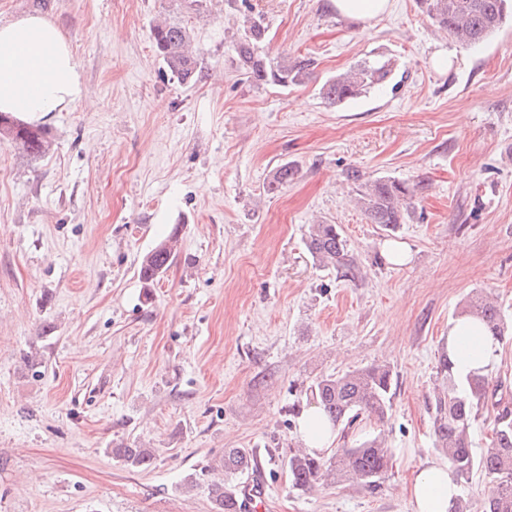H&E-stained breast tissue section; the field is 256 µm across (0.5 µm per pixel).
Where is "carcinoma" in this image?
<instances>
[{
  "label": "carcinoma",
  "instance_id": "1",
  "mask_svg": "<svg viewBox=\"0 0 512 512\" xmlns=\"http://www.w3.org/2000/svg\"><path fill=\"white\" fill-rule=\"evenodd\" d=\"M433 22L457 42L477 44L493 34L501 25L509 0H420ZM266 39L261 18L244 20L243 34L233 44L239 68L257 84L288 87L302 82L310 67L307 59L277 60L259 51ZM153 41L167 70L178 82L189 85L199 72L198 54L190 44L191 29L182 22H165L153 27ZM392 73L388 63L362 62L327 80L323 97L340 105L382 85ZM14 144L34 158L46 156L52 149L50 132L44 127L19 124L11 115L0 112V141ZM295 171L282 164L272 172L265 190L280 191L292 181ZM357 184L356 204L373 224L394 230L404 223L413 191L405 184L378 178L361 180L359 171L348 173ZM308 250L320 266L350 271L354 268L347 241L334 224H313ZM181 238L173 231L145 254L139 265V278L146 285L154 283L178 258ZM463 313L482 320L494 338L502 343L508 328L497 305L484 296L470 298ZM440 374L448 388L456 394L435 399L436 448L453 467L457 480L468 481L478 470L491 487V495L481 503L480 512H512V401L503 395L504 385L493 380V372L465 377L454 371L445 358ZM392 375L385 365L370 366L329 374L317 379L311 387L317 406L333 427L342 432L356 428L363 420H384L391 406ZM495 411L490 442L481 454L472 449V427L482 412ZM113 458L130 469H147L155 458V449L120 444L110 449ZM392 452L378 437L360 440L350 448H337L329 455L299 448L288 457L291 488L301 492L312 490L323 478L353 479L369 489L379 486L388 469ZM253 466V453L246 448L224 452L221 467L235 479ZM214 512H242L236 485L218 483L211 488Z\"/></svg>",
  "mask_w": 512,
  "mask_h": 512
}]
</instances>
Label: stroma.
Returning a JSON list of instances; mask_svg holds the SVG:
<instances>
[{"label":"stroma","mask_w":512,"mask_h":512,"mask_svg":"<svg viewBox=\"0 0 512 512\" xmlns=\"http://www.w3.org/2000/svg\"><path fill=\"white\" fill-rule=\"evenodd\" d=\"M248 11L263 53L311 60L307 79L238 69ZM33 12L69 37L88 102L46 116V157L0 141V512H213L228 448L257 452L269 512H413L404 488L440 456L449 323L483 292L512 325V13L467 46L419 0L365 24L332 0H0L1 22ZM174 18L200 54L192 85L153 44ZM373 59L394 62L390 82L323 98ZM284 162L294 180L267 193ZM353 169L414 186L405 224L369 222ZM314 224L337 225L352 274L318 265ZM175 230L179 257L144 284L142 257ZM377 364L392 373L365 428L392 450L379 487L291 490L292 406H313L321 375ZM132 441L156 449L150 469L110 455Z\"/></svg>","instance_id":"1"}]
</instances>
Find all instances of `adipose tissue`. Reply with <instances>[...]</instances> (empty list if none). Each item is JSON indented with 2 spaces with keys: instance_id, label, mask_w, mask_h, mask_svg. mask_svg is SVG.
Returning a JSON list of instances; mask_svg holds the SVG:
<instances>
[{
  "instance_id": "adipose-tissue-1",
  "label": "adipose tissue",
  "mask_w": 512,
  "mask_h": 512,
  "mask_svg": "<svg viewBox=\"0 0 512 512\" xmlns=\"http://www.w3.org/2000/svg\"><path fill=\"white\" fill-rule=\"evenodd\" d=\"M84 99L80 66L53 20L31 13L0 22V112L30 122ZM448 355L459 372L483 374L496 363L499 345L480 320L463 314L448 328ZM409 494L414 512H454L461 491L448 462L428 460Z\"/></svg>"
}]
</instances>
